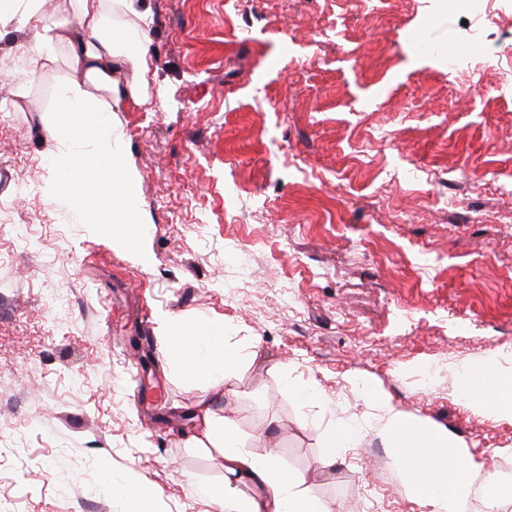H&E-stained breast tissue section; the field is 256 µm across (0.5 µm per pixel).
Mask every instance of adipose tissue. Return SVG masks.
Masks as SVG:
<instances>
[{
	"label": "adipose tissue",
	"mask_w": 512,
	"mask_h": 512,
	"mask_svg": "<svg viewBox=\"0 0 512 512\" xmlns=\"http://www.w3.org/2000/svg\"><path fill=\"white\" fill-rule=\"evenodd\" d=\"M147 19L142 0H76V23L67 28L44 18L39 0H31L18 17L19 27L34 31V59L44 58L55 45L71 50L70 73L56 97L53 133H60L68 114L87 115L92 141L83 165H76L75 151L64 148L54 157L55 166L67 169L70 180L55 192L69 201L79 220L118 225L116 245L144 235L135 223L139 200L131 176L112 162L110 114L124 102L144 103L143 90L152 63L140 24ZM182 344L194 356L187 366L202 376L220 375L232 381L238 359L224 348L221 331L208 327L202 335L186 336ZM465 403L512 415V375L503 377L490 365L466 369L460 382ZM381 412V430L392 451L405 488L429 506L430 512H463L472 474L482 475L494 500L512 501V483L499 479L492 467L460 455L447 433L414 420L389 401L375 399ZM207 437L224 449V467L243 474L261 490L260 497L239 499L225 489L209 495L221 512H323L321 503L305 486L302 474L291 473L274 462L256 458L240 448L226 423L209 421Z\"/></svg>",
	"instance_id": "obj_1"
}]
</instances>
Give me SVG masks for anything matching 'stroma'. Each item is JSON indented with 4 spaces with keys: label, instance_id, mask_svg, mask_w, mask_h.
<instances>
[{
    "label": "stroma",
    "instance_id": "35a3bbf8",
    "mask_svg": "<svg viewBox=\"0 0 512 512\" xmlns=\"http://www.w3.org/2000/svg\"><path fill=\"white\" fill-rule=\"evenodd\" d=\"M453 2L144 0L152 100L112 141L145 266L54 196L67 49L27 81L28 0H0V512H128L129 479L153 512L258 496L212 419L325 512H428L373 393L512 482V417L458 395L463 368L512 374V0L488 21ZM465 39L478 59L449 70ZM210 325L247 356L232 382L172 354ZM347 426L360 442L321 467V429ZM115 488V492L119 494V496L126 501H128L135 510L138 512H147L150 511L147 508V504L149 502V494L146 493L142 487L135 484H118Z\"/></svg>",
    "mask_w": 512,
    "mask_h": 512
}]
</instances>
